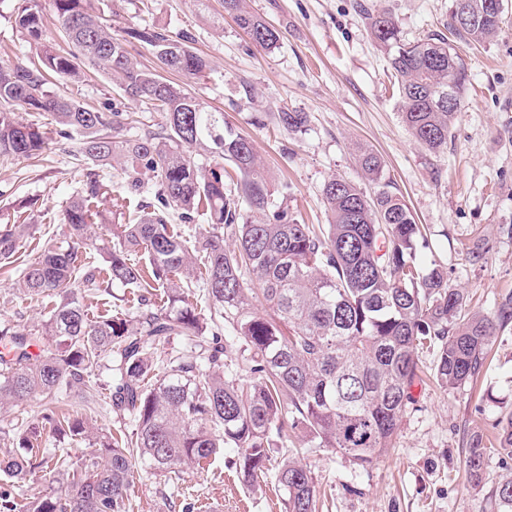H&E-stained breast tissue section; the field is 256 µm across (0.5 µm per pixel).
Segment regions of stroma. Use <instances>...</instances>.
Here are the masks:
<instances>
[{
    "instance_id": "stroma-1",
    "label": "stroma",
    "mask_w": 512,
    "mask_h": 512,
    "mask_svg": "<svg viewBox=\"0 0 512 512\" xmlns=\"http://www.w3.org/2000/svg\"><path fill=\"white\" fill-rule=\"evenodd\" d=\"M114 36L150 25L189 33L212 69L188 88L224 124L251 138L271 176L275 201L303 224L328 218L322 188L331 177H362L352 145H371L384 159L430 243L418 248L422 264L437 261L472 309L492 310L512 293V0H505L501 30L485 44L460 45L466 88L442 152L417 143L403 124L399 92L387 55L371 37L366 9L394 15L403 38L445 31L450 0H248L249 7L279 30L277 48L256 47L224 10L223 0H94ZM10 0H0V65L35 57L38 48L16 29ZM55 91L79 101H118L112 77L100 73L73 83L57 79ZM288 110L310 115L307 133L278 126ZM122 186L120 170L94 169L70 144H50L35 160L0 155V224L26 231L17 241L15 264L0 266V329H40L54 304L17 287L20 269L62 238V213L90 173ZM488 249L482 265L467 252ZM388 452L361 468L331 448L303 451L322 512H498L492 496L512 475V460L490 459L479 485L465 468L467 434L492 436V424L512 412V329L497 337L476 385L444 389L415 382ZM34 399L0 411V456L17 453L16 436L41 416ZM270 472L255 485L243 483L225 449L202 469L159 476L136 469L129 512H183L185 503L207 512H284L285 492L273 469L284 449H272Z\"/></svg>"
}]
</instances>
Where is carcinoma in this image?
Returning <instances> with one entry per match:
<instances>
[{
    "mask_svg": "<svg viewBox=\"0 0 512 512\" xmlns=\"http://www.w3.org/2000/svg\"><path fill=\"white\" fill-rule=\"evenodd\" d=\"M484 2L451 0L448 34L413 42L402 38L388 10L366 14L398 81L402 121L430 152L448 147L463 106L466 71L454 43L489 42L499 33L502 16L485 13ZM54 6L55 25L73 51L44 45L36 61L0 65V154L29 159L49 147L39 126L10 110L18 105L48 114L60 138L78 136L77 152L94 165L119 167L127 193H144L146 174L158 190L127 214L125 197H112L108 183L88 177L64 209V238L21 269L23 293L59 301L33 333L0 330V408L43 401L41 422L18 435L26 456L0 460V512H128L135 462L176 473L204 467L224 448L238 449L236 469L253 484L268 471L271 448L287 447L293 435L365 468L391 448L420 378V350L437 348L433 377L440 386L478 379L496 336L512 326V294L490 312L472 311L444 267L415 263L422 227L379 154L355 148L372 192L342 176L324 184L328 224L318 232L274 204L253 142L224 128V113L174 81L210 69L191 37L144 27L118 38L90 0ZM224 11L256 46H277L279 33L245 0H224ZM12 16L27 39H41L45 20L34 0H17ZM133 40L153 49L159 68L131 55ZM93 72L117 79L123 98L165 112L166 127L129 136L130 113L119 104L87 106L52 89L57 77L81 82ZM450 83L458 96L454 110L440 100ZM278 122L294 134L310 124L305 112H280ZM202 153L211 157L207 168L196 161ZM226 163L235 173L227 180ZM106 199L127 222L112 227L117 244L107 251L101 281L78 259L79 249L97 242ZM174 216L185 224L203 216L210 230L187 240L170 223ZM19 232L0 225V263L15 262ZM133 252L143 253L145 263L132 261ZM78 280L97 291L136 288L142 308L130 319L91 317L74 288ZM193 285L210 302L209 314L190 300ZM158 288L160 305L148 298ZM260 300L272 313L254 311ZM160 345L170 347L161 361ZM101 365L112 379L110 411L129 419L131 431L99 438V456L76 468L62 452L35 455L46 424L65 436H89L87 419L59 413L55 401L63 393L93 401L89 369ZM495 429L490 445L484 434H470L466 469L476 485L490 457L512 459V413ZM36 468L66 477V487L26 494L21 482ZM276 479L286 491V512H317L301 460H283ZM494 497L502 512H512V476Z\"/></svg>",
    "mask_w": 512,
    "mask_h": 512,
    "instance_id": "carcinoma-1",
    "label": "carcinoma"
}]
</instances>
